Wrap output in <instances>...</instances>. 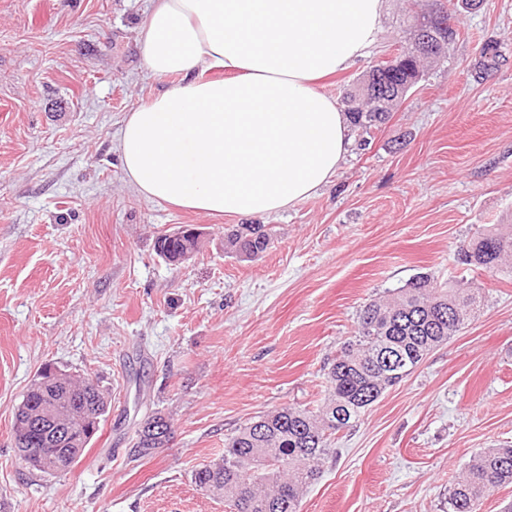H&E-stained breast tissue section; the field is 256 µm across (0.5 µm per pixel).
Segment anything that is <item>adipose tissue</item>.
I'll return each mask as SVG.
<instances>
[{
	"mask_svg": "<svg viewBox=\"0 0 512 512\" xmlns=\"http://www.w3.org/2000/svg\"><path fill=\"white\" fill-rule=\"evenodd\" d=\"M385 0H156L138 30L156 76L181 81L128 112L119 154L148 199L258 218L328 185L354 140L319 79L377 40ZM227 79H204V69Z\"/></svg>",
	"mask_w": 512,
	"mask_h": 512,
	"instance_id": "obj_1",
	"label": "adipose tissue"
}]
</instances>
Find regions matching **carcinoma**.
Listing matches in <instances>:
<instances>
[{
  "mask_svg": "<svg viewBox=\"0 0 512 512\" xmlns=\"http://www.w3.org/2000/svg\"><path fill=\"white\" fill-rule=\"evenodd\" d=\"M400 67L387 76L397 84H416L423 78L428 56L401 48ZM348 116L359 146L369 145L366 135L384 125L391 110L378 111L367 103L349 107ZM271 237L263 224H243L224 234V251L252 259L264 253ZM198 237L163 235L157 250L164 258L180 259L199 250ZM512 257V224L485 229L462 245V264L488 272L499 270ZM482 297L462 282H441L423 274L375 299L360 310L353 339L344 343L329 364L323 404L284 406L237 428L224 441V457L204 464L193 473L202 491L224 498L229 512H299L307 488L319 478L320 465L336 435L353 427L362 412L409 373L393 375L388 364L401 360L413 369L436 347L448 342L480 311ZM66 390L73 409L67 425L85 449L108 413L109 393L89 379L75 378L51 365L38 374L18 407L13 434L18 458L33 440H48V431L32 427L31 418L42 404L40 385ZM130 453L145 457L169 444L170 421L157 411L136 431ZM55 460L33 464L42 474L66 473L80 460L67 454V446L53 444ZM512 484V448H485L476 453L449 492L451 512H480L484 497L493 489Z\"/></svg>",
  "mask_w": 512,
  "mask_h": 512,
  "instance_id": "obj_1",
  "label": "carcinoma"
}]
</instances>
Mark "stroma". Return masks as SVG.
<instances>
[{
    "label": "stroma",
    "mask_w": 512,
    "mask_h": 512,
    "mask_svg": "<svg viewBox=\"0 0 512 512\" xmlns=\"http://www.w3.org/2000/svg\"><path fill=\"white\" fill-rule=\"evenodd\" d=\"M154 0H0V512H225L195 469L247 420L318 404L326 368L368 301L414 275L464 281L480 312L338 433L300 512H449L477 452L512 445V271L458 261L512 219V0H386L375 46L319 88L343 99L443 7L459 35L332 183L263 217L261 257L224 251L233 215L149 201L119 161L126 112L179 83L145 69ZM496 43L499 67L479 66ZM205 232L189 263L156 241ZM97 380L110 407L80 461L19 463L14 412L44 364ZM168 446L133 461L152 412Z\"/></svg>",
    "instance_id": "stroma-1"
}]
</instances>
